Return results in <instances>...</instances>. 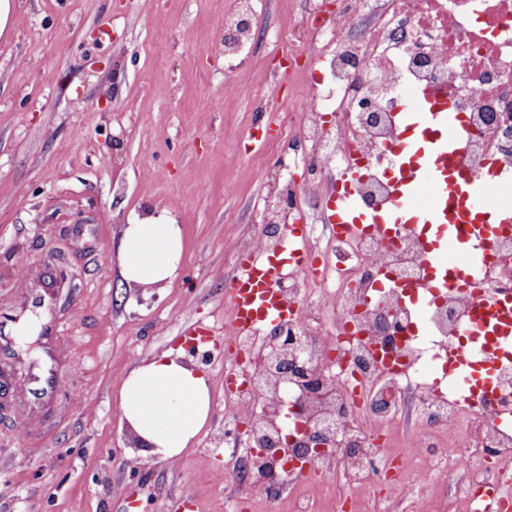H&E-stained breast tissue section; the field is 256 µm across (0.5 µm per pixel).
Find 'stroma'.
I'll list each match as a JSON object with an SVG mask.
<instances>
[{
    "instance_id": "obj_1",
    "label": "stroma",
    "mask_w": 512,
    "mask_h": 512,
    "mask_svg": "<svg viewBox=\"0 0 512 512\" xmlns=\"http://www.w3.org/2000/svg\"><path fill=\"white\" fill-rule=\"evenodd\" d=\"M235 0H14L0 35V303L50 260L73 277L76 366L67 411L34 433L22 402L0 421V512H289L255 496L224 453V368L205 364L212 412L175 460L147 459L116 413L141 361L181 353L179 331L229 319L236 244L260 231L271 167L302 116L308 59L273 41L293 0H254L261 33L224 62ZM183 230L175 277L127 285L118 246L145 213Z\"/></svg>"
}]
</instances>
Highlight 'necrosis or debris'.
<instances>
[{
  "label": "necrosis or debris",
  "mask_w": 512,
  "mask_h": 512,
  "mask_svg": "<svg viewBox=\"0 0 512 512\" xmlns=\"http://www.w3.org/2000/svg\"><path fill=\"white\" fill-rule=\"evenodd\" d=\"M322 0H296L306 17L289 40L290 53L317 47L309 93L301 100L303 121L291 137L288 159L301 167L300 180L273 182L268 193L288 196L277 210L279 224H304L320 234L325 249L312 251L316 273L284 268L290 289L283 322L301 336L307 359L316 365L346 416L336 422L337 439L362 448L354 459L336 447L316 458L320 481L371 490L376 512H417L428 494L451 488L454 512H477L481 491L512 495V430L500 415L512 413V361L496 364V378L473 404L466 380L448 375V347L467 339L472 298L454 290L429 310L426 335H416L417 313L396 289L382 287L368 272L382 265L401 270L406 283L425 278L427 256L413 235L393 246L368 230L332 233L327 207L337 193L330 173L354 169L351 186L361 200L382 208L390 201L386 145L399 136V100L419 86L444 89L470 131L462 157L472 174L512 169V127L493 124L512 113V0H339L330 28L315 24ZM251 0H237L224 17L235 32L224 57H238L255 35L247 17ZM398 303L403 326L395 353L381 354L366 335L356 311L361 297ZM267 328L257 324L229 337L226 364L237 377L229 390L224 445L237 449L234 466L262 495L258 444L252 423L264 401L253 390V369ZM414 406L418 433L406 452L411 467L392 474L394 454L380 442V425L399 427ZM456 439L450 455L436 451L434 437Z\"/></svg>",
  "instance_id": "necrosis-or-debris-1"
}]
</instances>
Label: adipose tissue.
I'll return each instance as SVG.
<instances>
[{
	"label": "adipose tissue",
	"instance_id": "adipose-tissue-1",
	"mask_svg": "<svg viewBox=\"0 0 512 512\" xmlns=\"http://www.w3.org/2000/svg\"><path fill=\"white\" fill-rule=\"evenodd\" d=\"M127 284L152 286L175 276L182 229L167 215H149L127 225L120 244ZM117 411L134 431L144 454L177 458L211 412L208 378L198 367L165 352L143 361L124 378Z\"/></svg>",
	"mask_w": 512,
	"mask_h": 512
}]
</instances>
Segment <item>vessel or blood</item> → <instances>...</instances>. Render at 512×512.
Segmentation results:
<instances>
[{"label": "vessel or blood", "mask_w": 512, "mask_h": 512, "mask_svg": "<svg viewBox=\"0 0 512 512\" xmlns=\"http://www.w3.org/2000/svg\"><path fill=\"white\" fill-rule=\"evenodd\" d=\"M397 122L401 137L390 148L388 207H367L346 190L332 204L331 220L340 230L364 224L384 231L404 224L419 237L428 258L427 276L410 299L423 315L438 295L451 289L467 291L482 277L489 266L490 243L512 214V203L488 187L489 182L504 181L502 172L475 177L463 167L466 126L447 99L416 90L401 106ZM305 232V225H296L283 257L240 258L226 290L233 326L243 329L251 322L282 318L273 281L285 265L306 263ZM60 295L58 268L49 262L12 306L0 309V402L23 400L38 420L57 413L61 373L68 365L60 340ZM472 307L471 338L451 352L459 374L485 389L494 358L512 355V295L483 292L474 297ZM30 323L41 339V349L32 359L18 342L22 328ZM17 364L28 368L20 381L10 374Z\"/></svg>", "instance_id": "vessel-or-blood-1"}]
</instances>
